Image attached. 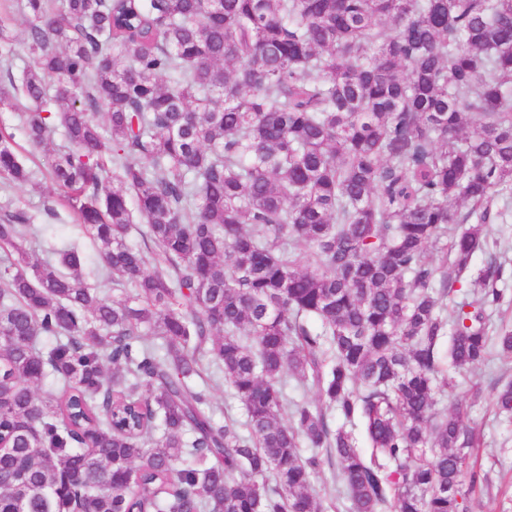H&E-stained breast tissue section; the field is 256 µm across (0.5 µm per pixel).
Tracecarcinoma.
<instances>
[{
    "instance_id": "obj_1",
    "label": "carcinoma",
    "mask_w": 512,
    "mask_h": 512,
    "mask_svg": "<svg viewBox=\"0 0 512 512\" xmlns=\"http://www.w3.org/2000/svg\"><path fill=\"white\" fill-rule=\"evenodd\" d=\"M23 9L0 106L62 132L50 178L121 295L0 220V512H466L479 440L436 394L512 356V257L467 278L512 205V0ZM0 176H32L2 125ZM213 396L214 408L216 409L218 419H224L226 411L235 417H243L244 410L241 403L225 393L222 382L218 381L216 385L214 384Z\"/></svg>"
}]
</instances>
